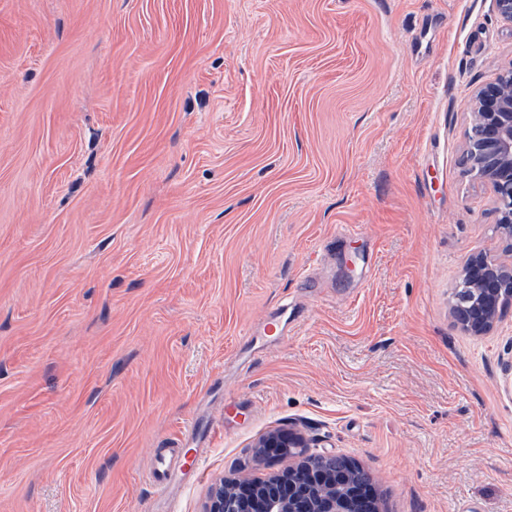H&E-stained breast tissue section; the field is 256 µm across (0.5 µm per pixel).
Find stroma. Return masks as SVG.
<instances>
[{
  "instance_id": "1",
  "label": "stroma",
  "mask_w": 512,
  "mask_h": 512,
  "mask_svg": "<svg viewBox=\"0 0 512 512\" xmlns=\"http://www.w3.org/2000/svg\"><path fill=\"white\" fill-rule=\"evenodd\" d=\"M510 66L494 0H0V512H204L285 427L380 512H512V305L450 313ZM182 461L180 448H156L151 457L148 471L142 472V478L151 484L157 492H165L176 478V475L187 464L178 466Z\"/></svg>"
}]
</instances>
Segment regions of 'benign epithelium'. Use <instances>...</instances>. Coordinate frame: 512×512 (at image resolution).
I'll list each match as a JSON object with an SVG mask.
<instances>
[{"mask_svg":"<svg viewBox=\"0 0 512 512\" xmlns=\"http://www.w3.org/2000/svg\"><path fill=\"white\" fill-rule=\"evenodd\" d=\"M470 132L464 149L469 171L494 193L497 227L510 260L483 254L468 259L454 294L451 313L468 333H490L503 304L512 302V66L470 100ZM256 456L278 448L285 465L264 478L216 482L206 512H364L375 509L365 493L369 482L348 462L338 472L336 454L291 429H275L255 445Z\"/></svg>","mask_w":512,"mask_h":512,"instance_id":"7a95c632","label":"benign epithelium"}]
</instances>
